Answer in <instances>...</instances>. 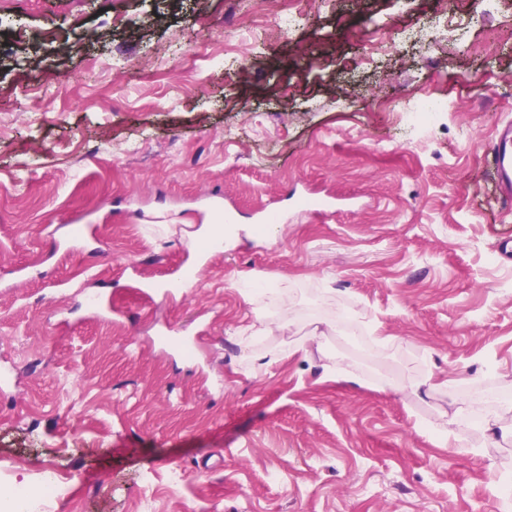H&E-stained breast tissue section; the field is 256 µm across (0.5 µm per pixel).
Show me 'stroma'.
<instances>
[{"label": "stroma", "mask_w": 512, "mask_h": 512, "mask_svg": "<svg viewBox=\"0 0 512 512\" xmlns=\"http://www.w3.org/2000/svg\"><path fill=\"white\" fill-rule=\"evenodd\" d=\"M253 8L0 0V461L54 467L61 512H512V407L486 400L512 390L488 159L512 124V0H311L291 30ZM124 57L141 70L115 75ZM424 95L447 111L404 125ZM215 187L237 220L203 263L186 229ZM73 219L97 242L70 246ZM188 268L182 296L148 290ZM259 309L290 319L261 346L317 332L323 352L252 371L237 331ZM187 333L188 358L159 342Z\"/></svg>", "instance_id": "obj_1"}]
</instances>
